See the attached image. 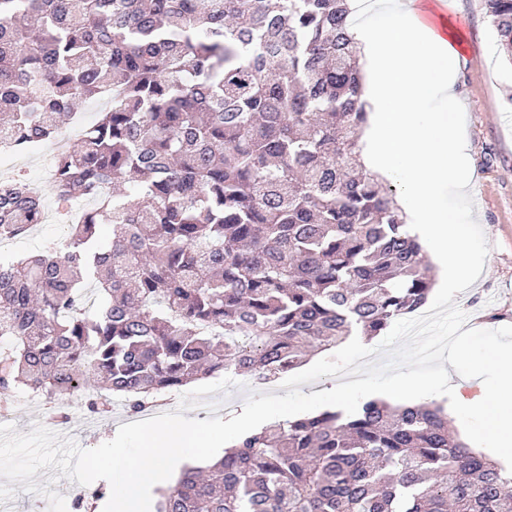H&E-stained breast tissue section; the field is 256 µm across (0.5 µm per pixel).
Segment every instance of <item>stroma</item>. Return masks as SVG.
<instances>
[{
  "mask_svg": "<svg viewBox=\"0 0 512 512\" xmlns=\"http://www.w3.org/2000/svg\"><path fill=\"white\" fill-rule=\"evenodd\" d=\"M437 9L450 31L462 41L456 73L457 106L470 142L473 187L462 191L456 182L443 190L446 205L475 227L473 261L486 266L483 277L455 301L467 316V328L497 329L512 325V65L494 51L496 32L483 0H439ZM66 228L38 225L27 236L0 239V257L17 259L58 242ZM10 423L16 432L30 433L35 424L54 429L89 449L111 440L121 423L133 415L90 423L80 406H70L69 421L55 424L56 407L29 401L22 390L7 396Z\"/></svg>",
  "mask_w": 512,
  "mask_h": 512,
  "instance_id": "obj_1",
  "label": "stroma"
}]
</instances>
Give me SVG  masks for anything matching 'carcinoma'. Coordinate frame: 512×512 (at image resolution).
<instances>
[{"mask_svg": "<svg viewBox=\"0 0 512 512\" xmlns=\"http://www.w3.org/2000/svg\"><path fill=\"white\" fill-rule=\"evenodd\" d=\"M512 64V0H485ZM348 0H0V139L56 158L60 244L0 261V391L131 414L202 375L275 377L427 303L426 256L365 166ZM0 184V238L39 224ZM154 512H512V476L433 403L372 397L236 439ZM104 106H105V104L102 100H94V101H90V102L82 104L79 107L78 119L76 122L80 121L85 129L92 126L98 119V115H99L98 112H101L103 110ZM75 123L67 126L63 130V134L68 132V130L71 128V126L74 125ZM74 141H75L74 134H64L59 137L56 145L54 146V148H52V153L50 154V156L47 160L48 171H49L50 162H51V158L53 156L54 150L68 148L72 145V143Z\"/></svg>", "mask_w": 512, "mask_h": 512, "instance_id": "1", "label": "carcinoma"}]
</instances>
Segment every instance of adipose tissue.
<instances>
[{
  "label": "adipose tissue",
  "instance_id": "obj_1",
  "mask_svg": "<svg viewBox=\"0 0 512 512\" xmlns=\"http://www.w3.org/2000/svg\"><path fill=\"white\" fill-rule=\"evenodd\" d=\"M382 0H353L348 22L366 56L372 83L367 99L374 106L377 148L372 166L399 187L398 201L413 215L412 234L447 273L452 288L467 287L479 273L472 263L474 226L450 211L442 190L450 174L462 171L467 142L456 109L427 111L442 87L453 88L460 60L455 34L427 22L417 4L389 12L382 27L367 22L380 11ZM483 382L477 396L449 385L448 398L458 413L471 417L490 455L512 462V358L502 345L481 357Z\"/></svg>",
  "mask_w": 512,
  "mask_h": 512
}]
</instances>
